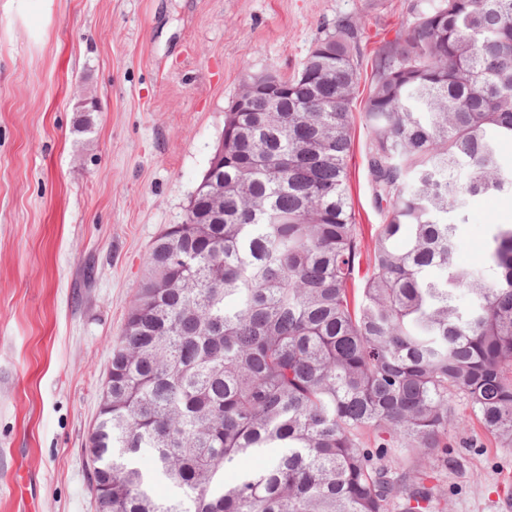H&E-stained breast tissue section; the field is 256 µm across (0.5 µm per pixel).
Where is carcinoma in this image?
<instances>
[{"label": "carcinoma", "mask_w": 512, "mask_h": 512, "mask_svg": "<svg viewBox=\"0 0 512 512\" xmlns=\"http://www.w3.org/2000/svg\"><path fill=\"white\" fill-rule=\"evenodd\" d=\"M361 31L338 20L293 75L247 76L224 117V217L199 194L154 241L90 438L96 512H427L425 469L466 419L455 397L512 447V225L479 271L455 263L448 222L512 193V0L419 3L378 49L362 118L387 216L357 288ZM268 448L267 469L224 483ZM145 449L183 498L157 493Z\"/></svg>", "instance_id": "carcinoma-1"}]
</instances>
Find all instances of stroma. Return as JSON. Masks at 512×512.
<instances>
[{
    "label": "stroma",
    "instance_id": "obj_1",
    "mask_svg": "<svg viewBox=\"0 0 512 512\" xmlns=\"http://www.w3.org/2000/svg\"><path fill=\"white\" fill-rule=\"evenodd\" d=\"M417 0H0V512H95L86 445L154 240L182 223L244 79L292 75L337 19L364 28L348 158L362 249L383 223L364 108L379 46ZM512 195L468 200L454 259L480 267ZM436 512H512V448L474 419Z\"/></svg>",
    "mask_w": 512,
    "mask_h": 512
}]
</instances>
